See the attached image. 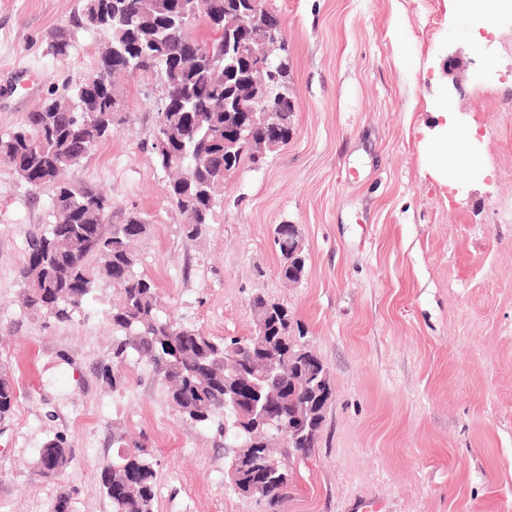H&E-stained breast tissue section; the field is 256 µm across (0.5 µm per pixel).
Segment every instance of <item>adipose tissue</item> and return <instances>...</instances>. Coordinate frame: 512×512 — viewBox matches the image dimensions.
<instances>
[{
  "instance_id": "adipose-tissue-1",
  "label": "adipose tissue",
  "mask_w": 512,
  "mask_h": 512,
  "mask_svg": "<svg viewBox=\"0 0 512 512\" xmlns=\"http://www.w3.org/2000/svg\"><path fill=\"white\" fill-rule=\"evenodd\" d=\"M423 133L427 171L432 176L448 179L461 166L475 175L483 173L475 129L458 127L451 112L442 109L432 113L430 124L424 127Z\"/></svg>"
}]
</instances>
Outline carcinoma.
Masks as SVG:
<instances>
[{
  "mask_svg": "<svg viewBox=\"0 0 512 512\" xmlns=\"http://www.w3.org/2000/svg\"><path fill=\"white\" fill-rule=\"evenodd\" d=\"M113 0H81L80 8L65 26L57 29L50 49L53 55L69 54L80 30H100L109 34L108 45L100 52L93 71L95 80L85 79L64 98H50L28 113L23 123L0 132V161L35 190L52 191L51 221L32 233L26 258L17 271L22 303L28 310L46 313L58 323L71 321L73 314L93 296L101 282L117 288L120 302L109 313L113 337L112 356L102 363L101 377L116 388L115 370L131 355L148 361L162 375L167 395L183 418L194 424H209L224 435V348L247 342L260 348L236 352V364L251 374L275 355L279 371L259 382L262 400L278 417L292 424L290 411L324 391L329 402L331 385L322 361L311 351L304 367L290 365L288 350L304 349L290 336L288 311L256 295L251 306L256 319L269 318L266 336L242 339H215L192 327L168 318L161 309L157 286L138 271V256L131 249L144 236L148 224L134 213L125 224L102 231L101 216L112 208L106 195L77 189L61 180V175L78 165L99 143L127 122V113L114 111V98L125 96L115 78L149 79L158 74L173 98L187 95L208 109L200 112L202 124L193 128L184 113H165V125L182 133L185 146L179 163L168 167L169 199L187 216L188 233L197 235L209 223L217 189L224 185V67L202 68L187 73L179 68L178 56L196 50L224 56V42L199 41L188 36V28L201 22L210 29L224 27V0H209L204 14L194 13L185 4L181 22L156 19L161 27V45L155 54L132 57L130 68L114 62L112 48L136 38L152 36L147 25L155 0H124L125 13L112 12ZM17 389L11 366L0 361V419L12 414ZM324 413L316 415L309 435L294 439L286 434L289 456H307L315 447ZM123 465H107L102 486L127 484L122 499L112 500V512H155L156 463L148 448L135 444ZM268 438L249 448L251 467L242 471L238 486L247 492L252 482L266 486V499L276 506L288 488V474L270 468ZM72 459L66 438L57 434L48 439L32 461L36 475L52 479L65 471Z\"/></svg>",
  "mask_w": 512,
  "mask_h": 512,
  "instance_id": "cac0c4a2",
  "label": "carcinoma"
}]
</instances>
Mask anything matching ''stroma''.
<instances>
[{"mask_svg": "<svg viewBox=\"0 0 512 512\" xmlns=\"http://www.w3.org/2000/svg\"><path fill=\"white\" fill-rule=\"evenodd\" d=\"M285 21L297 102L288 144L227 173L210 222L188 236L150 153L154 95L128 80V121L68 171L112 201L108 225L149 222L139 271L174 321L216 338L255 332L250 301L288 310L291 333L324 364L332 397L315 448L287 459L279 512H512V0H494L493 31L448 0H265ZM80 0H0V131L91 74L109 36L81 31L67 57L54 30ZM464 68L444 74L448 54ZM447 107L476 127L484 177L455 186L425 169L421 133ZM51 193L0 164V357L18 401L0 422V512H112L101 472L114 431L156 459L155 512H270L240 494L224 439L186 422L165 383L128 359L108 387L102 283L68 323L20 302L27 238L51 220ZM279 224L297 225L303 279L280 275ZM64 435L71 467L52 480L29 463Z\"/></svg>", "mask_w": 512, "mask_h": 512, "instance_id": "obj_1", "label": "stroma"}]
</instances>
